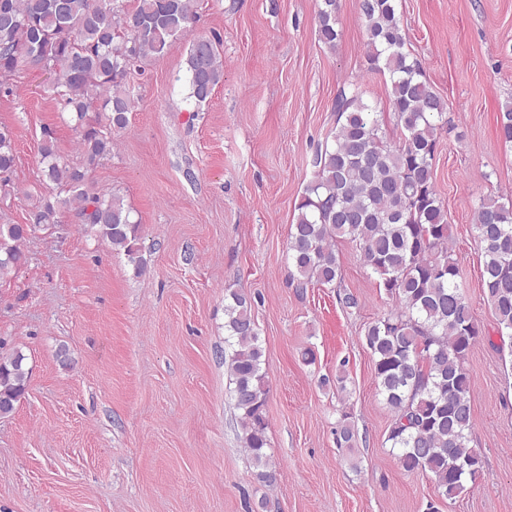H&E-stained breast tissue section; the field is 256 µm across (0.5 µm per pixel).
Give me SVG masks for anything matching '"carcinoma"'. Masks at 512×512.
I'll return each mask as SVG.
<instances>
[{
    "mask_svg": "<svg viewBox=\"0 0 512 512\" xmlns=\"http://www.w3.org/2000/svg\"><path fill=\"white\" fill-rule=\"evenodd\" d=\"M338 0H321L319 40L333 49L340 37ZM198 0H0V77L21 66L54 72L62 107L75 114L82 161L67 162L55 138L39 147L49 194L38 198L28 223L50 229L67 211L124 253L137 275L146 270L139 224L123 201L94 190L90 175L112 155V131L129 124L136 100L126 87L138 62L163 56L193 31ZM369 69L388 74L386 94L400 137L359 89L336 97L332 142L312 160L313 179L296 205L288 255L297 286L332 285L339 273L335 243L347 237L359 246L365 266L380 278L391 300L364 333L374 377L391 413L388 441L407 473H430L438 496L452 499L467 481L483 475L481 453L470 446L471 381L465 361L480 339L448 242L450 227L434 180L438 130L448 124L447 103L423 79L406 50V34L394 0H359ZM219 34L189 41L188 97L206 103L224 79ZM500 138L512 143V102L498 117ZM17 155L12 135L0 127V182L8 185ZM480 244L481 288L496 318L499 337H512V205L486 197L474 210ZM28 235L18 224H0V279L25 263ZM251 298L227 286L224 294V363L234 384L244 447L266 487L277 481L266 453L268 390L259 329ZM29 382L20 351L0 355V416L14 412ZM336 444L357 447L358 434L342 414Z\"/></svg>",
    "mask_w": 512,
    "mask_h": 512,
    "instance_id": "1",
    "label": "carcinoma"
}]
</instances>
